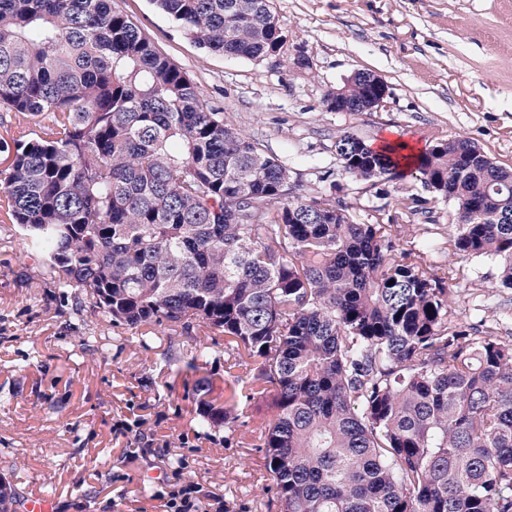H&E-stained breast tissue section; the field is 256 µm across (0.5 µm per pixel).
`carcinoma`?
I'll return each instance as SVG.
<instances>
[{
    "mask_svg": "<svg viewBox=\"0 0 512 512\" xmlns=\"http://www.w3.org/2000/svg\"><path fill=\"white\" fill-rule=\"evenodd\" d=\"M202 49L278 56L269 0H154ZM352 105L367 88L343 84ZM0 111L35 130L0 139V209L58 288H81L112 326L203 323L255 365L224 361V395L195 384L200 430L235 436L239 406L273 393L257 448L282 512H512V342L487 303L450 307L469 269L404 221L441 197L460 261L512 288V169L476 142L413 163L432 198L386 224L307 196L279 159L224 125L198 86L114 0H0ZM402 146L336 137L350 178L404 177Z\"/></svg>",
    "mask_w": 512,
    "mask_h": 512,
    "instance_id": "carcinoma-1",
    "label": "carcinoma"
}]
</instances>
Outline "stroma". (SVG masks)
I'll use <instances>...</instances> for the list:
<instances>
[{"instance_id":"obj_1","label":"stroma","mask_w":512,"mask_h":512,"mask_svg":"<svg viewBox=\"0 0 512 512\" xmlns=\"http://www.w3.org/2000/svg\"><path fill=\"white\" fill-rule=\"evenodd\" d=\"M156 48L198 85L263 153L288 160L304 194H338L364 223H387L376 195L421 193L412 177L356 181L336 156L337 136L365 142L395 130L426 150L465 136L512 168V0H270L286 38L279 56L252 60L200 49L152 0H115ZM306 56L299 74L289 59ZM358 71L389 86L375 112H328L326 93ZM331 171L318 181L312 166ZM452 305L468 319L485 295L512 309L498 270L472 262ZM90 345H83V338ZM214 354L195 359L199 346ZM223 335L112 326L77 288H56L28 256L13 224L0 222V480L18 497L39 491L53 512H162L168 495L192 486L211 512H280L259 452L270 397L243 410L232 441L223 427L198 432L195 380L224 385Z\"/></svg>"}]
</instances>
